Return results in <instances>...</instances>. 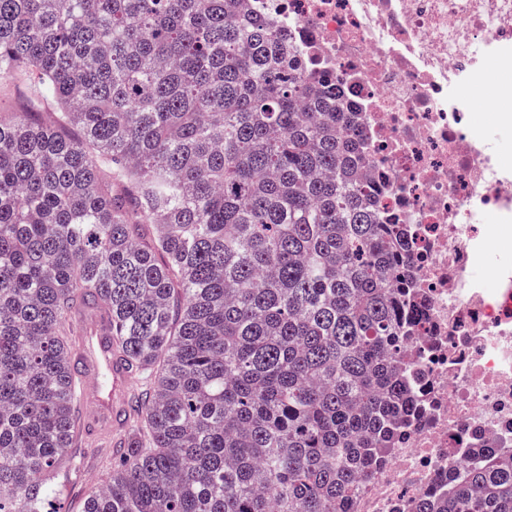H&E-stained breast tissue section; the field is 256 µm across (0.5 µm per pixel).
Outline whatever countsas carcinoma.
Here are the masks:
<instances>
[{"mask_svg":"<svg viewBox=\"0 0 512 512\" xmlns=\"http://www.w3.org/2000/svg\"><path fill=\"white\" fill-rule=\"evenodd\" d=\"M294 53L246 0H0V512L68 478L89 307L145 386L81 512H347L419 414L406 230ZM410 512H512V453ZM27 95L26 83L3 80L0 82V113L26 112L24 102Z\"/></svg>","mask_w":512,"mask_h":512,"instance_id":"cac0c4a2","label":"carcinoma"}]
</instances>
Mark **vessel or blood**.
<instances>
[{"label":"vessel or blood","mask_w":512,"mask_h":512,"mask_svg":"<svg viewBox=\"0 0 512 512\" xmlns=\"http://www.w3.org/2000/svg\"><path fill=\"white\" fill-rule=\"evenodd\" d=\"M81 347L73 358L82 374L74 396L94 435L123 440L128 425L126 399L131 375L107 345L112 331L109 315L92 309L79 317Z\"/></svg>","instance_id":"1"}]
</instances>
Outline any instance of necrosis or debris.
Segmentation results:
<instances>
[{"label": "necrosis or debris", "mask_w": 512, "mask_h": 512, "mask_svg": "<svg viewBox=\"0 0 512 512\" xmlns=\"http://www.w3.org/2000/svg\"><path fill=\"white\" fill-rule=\"evenodd\" d=\"M357 113L367 184L408 228L421 314L406 363L424 403L356 488L349 512H409L482 448L512 451V166L472 127L461 91L512 73V0H252ZM487 266L489 288L476 277Z\"/></svg>", "instance_id": "obj_1"}]
</instances>
